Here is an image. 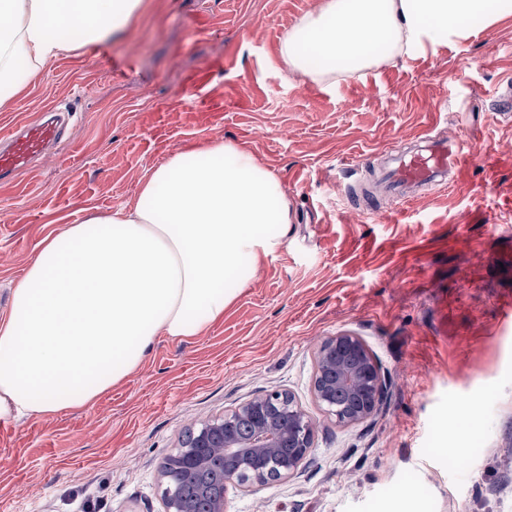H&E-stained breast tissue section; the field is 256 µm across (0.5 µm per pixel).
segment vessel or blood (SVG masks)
I'll list each match as a JSON object with an SVG mask.
<instances>
[{"label": "vessel or blood", "instance_id": "vessel-or-blood-1", "mask_svg": "<svg viewBox=\"0 0 512 512\" xmlns=\"http://www.w3.org/2000/svg\"><path fill=\"white\" fill-rule=\"evenodd\" d=\"M63 134L59 113L16 132H8L6 145H0V176L25 167L30 160ZM474 160L461 143L438 136L418 138L416 145L389 158L376 172V181L400 203L432 194L447 185H462Z\"/></svg>", "mask_w": 512, "mask_h": 512}]
</instances>
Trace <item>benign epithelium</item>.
Returning a JSON list of instances; mask_svg holds the SVG:
<instances>
[{"mask_svg":"<svg viewBox=\"0 0 512 512\" xmlns=\"http://www.w3.org/2000/svg\"><path fill=\"white\" fill-rule=\"evenodd\" d=\"M385 389L380 369L359 337L340 333L320 346L313 392L336 423L351 426L370 417ZM312 437V421L294 396L272 391L201 423L192 440L169 459L200 483L208 512H224V488L258 487L291 476L308 456ZM215 448L235 460L218 483L210 479ZM163 500L164 512H194L169 486L163 489Z\"/></svg>","mask_w":512,"mask_h":512,"instance_id":"7a95c632","label":"benign epithelium"}]
</instances>
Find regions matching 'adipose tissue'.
<instances>
[{"mask_svg":"<svg viewBox=\"0 0 512 512\" xmlns=\"http://www.w3.org/2000/svg\"><path fill=\"white\" fill-rule=\"evenodd\" d=\"M143 0H0V110L56 59L125 33ZM512 15V0H320L280 61L314 80L361 76ZM281 181L248 150L191 146L133 201L45 238L0 316V420L92 405L157 337L203 334L283 243Z\"/></svg>","mask_w":512,"mask_h":512,"instance_id":"ef3b65f1","label":"adipose tissue"}]
</instances>
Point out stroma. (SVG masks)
Returning <instances> with one entry per match:
<instances>
[{
    "label": "stroma",
    "instance_id": "1",
    "mask_svg": "<svg viewBox=\"0 0 512 512\" xmlns=\"http://www.w3.org/2000/svg\"><path fill=\"white\" fill-rule=\"evenodd\" d=\"M320 0H145L124 35L54 61L0 111V133L48 108L57 152L0 181V315L44 238L109 210L191 144L248 148L291 207L282 247L203 335L161 336L91 406L0 422V512H164L160 468L186 432L257 395L292 393L313 423L293 476L229 487L224 512H512V16L364 76L312 82L280 39ZM465 143V186L375 222L348 203L351 161L423 133ZM499 158L498 180L482 158ZM360 337L387 389L337 425L315 356Z\"/></svg>",
    "mask_w": 512,
    "mask_h": 512
}]
</instances>
